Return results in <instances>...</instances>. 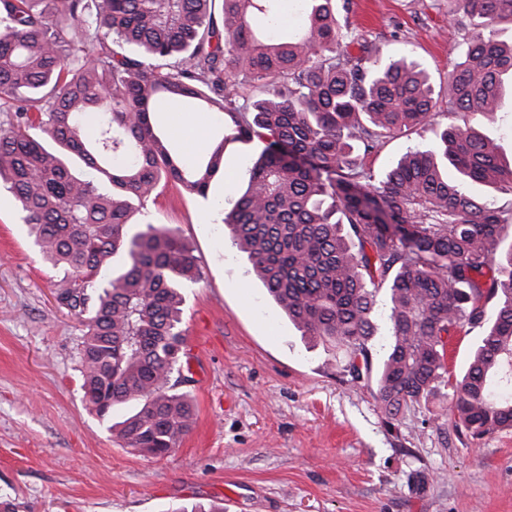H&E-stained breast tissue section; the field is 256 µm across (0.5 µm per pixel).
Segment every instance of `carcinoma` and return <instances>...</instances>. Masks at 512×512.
Segmentation results:
<instances>
[{"mask_svg": "<svg viewBox=\"0 0 512 512\" xmlns=\"http://www.w3.org/2000/svg\"><path fill=\"white\" fill-rule=\"evenodd\" d=\"M0 0V183L15 197L43 261L61 273L55 300L82 326L80 388L103 422L136 411L117 437L164 457L191 428L178 387L184 283L200 278L172 230L132 231V216L170 181L207 197L226 147L262 145L224 217L233 242L301 336L343 351L351 380H375L386 419L440 386L448 415L482 439L512 429V243L500 212L468 184L512 185V166L473 128L450 123L433 148L410 150L379 180L360 155L402 130L434 124V90L414 63H380L378 46L336 53L337 0ZM477 32L448 73L454 114L505 111L512 44L493 29L512 0H461ZM166 104L214 112L223 126L194 162L155 122ZM460 179L448 180V166ZM389 337L372 362L375 307ZM479 330L450 374L448 336Z\"/></svg>", "mask_w": 512, "mask_h": 512, "instance_id": "cac0c4a2", "label": "carcinoma"}]
</instances>
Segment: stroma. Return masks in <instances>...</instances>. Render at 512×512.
I'll return each instance as SVG.
<instances>
[{
  "mask_svg": "<svg viewBox=\"0 0 512 512\" xmlns=\"http://www.w3.org/2000/svg\"><path fill=\"white\" fill-rule=\"evenodd\" d=\"M456 0H348L352 37L408 57L451 122L446 84L465 50ZM429 130L384 139L365 160L381 178ZM260 148L229 144L207 197L160 187L145 217L178 234L201 268L183 288L196 409L169 455L146 458L113 437L80 389L79 322L54 299L57 270L32 245L18 204L0 190V499L17 512H512V429L480 440L444 425L449 391L386 426L341 350L304 339L268 295L223 222Z\"/></svg>",
  "mask_w": 512,
  "mask_h": 512,
  "instance_id": "stroma-1",
  "label": "stroma"
}]
</instances>
